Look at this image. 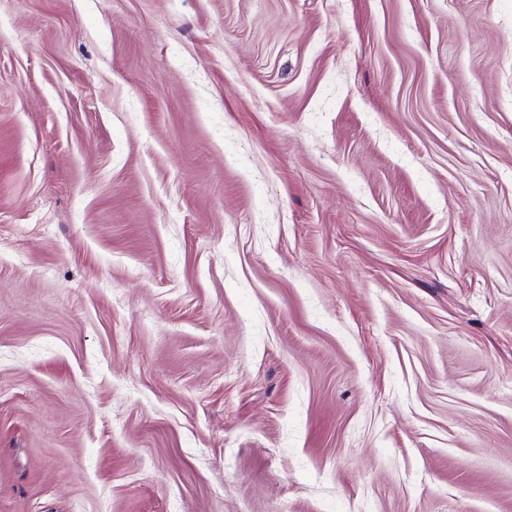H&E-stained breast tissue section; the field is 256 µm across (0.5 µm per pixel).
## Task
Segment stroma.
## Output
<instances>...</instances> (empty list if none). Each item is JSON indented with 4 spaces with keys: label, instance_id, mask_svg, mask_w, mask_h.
Instances as JSON below:
<instances>
[{
    "label": "stroma",
    "instance_id": "1",
    "mask_svg": "<svg viewBox=\"0 0 512 512\" xmlns=\"http://www.w3.org/2000/svg\"><path fill=\"white\" fill-rule=\"evenodd\" d=\"M0 512H512V0H0Z\"/></svg>",
    "mask_w": 512,
    "mask_h": 512
}]
</instances>
